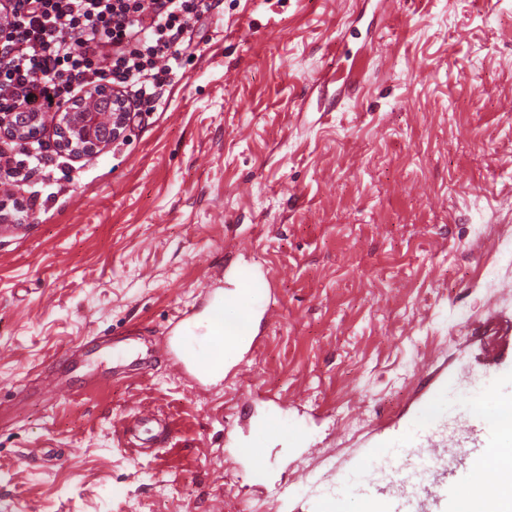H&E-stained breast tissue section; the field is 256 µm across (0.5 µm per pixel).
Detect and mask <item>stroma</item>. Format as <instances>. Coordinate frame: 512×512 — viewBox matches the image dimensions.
I'll return each instance as SVG.
<instances>
[{"mask_svg":"<svg viewBox=\"0 0 512 512\" xmlns=\"http://www.w3.org/2000/svg\"><path fill=\"white\" fill-rule=\"evenodd\" d=\"M181 59L99 154L48 131L46 164L0 171L28 206L0 224V512L495 489L474 398L512 402V0H216ZM244 268L250 332L199 375L174 321H237ZM140 408L171 431L137 453ZM412 454L434 493L372 471Z\"/></svg>","mask_w":512,"mask_h":512,"instance_id":"1","label":"stroma"}]
</instances>
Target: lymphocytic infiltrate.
<instances>
[{
    "label": "lymphocytic infiltrate",
    "mask_w": 512,
    "mask_h": 512,
    "mask_svg": "<svg viewBox=\"0 0 512 512\" xmlns=\"http://www.w3.org/2000/svg\"><path fill=\"white\" fill-rule=\"evenodd\" d=\"M212 0H13L0 45V113L48 112L103 80L145 101L181 66Z\"/></svg>",
    "instance_id": "f902f5d3"
}]
</instances>
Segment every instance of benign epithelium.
<instances>
[{"label":"benign epithelium","mask_w":512,"mask_h":512,"mask_svg":"<svg viewBox=\"0 0 512 512\" xmlns=\"http://www.w3.org/2000/svg\"><path fill=\"white\" fill-rule=\"evenodd\" d=\"M129 120L121 92L108 82L86 88L76 104L59 112L0 113V135L20 143L41 140L52 127L54 147L73 158L93 156L123 136ZM26 206L0 190V224H21Z\"/></svg>","instance_id":"benign-epithelium-1"}]
</instances>
